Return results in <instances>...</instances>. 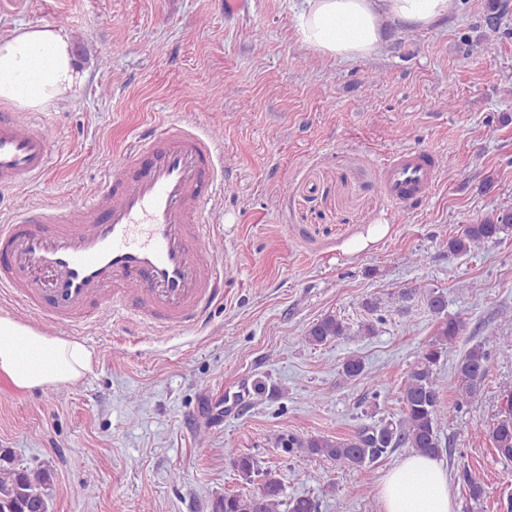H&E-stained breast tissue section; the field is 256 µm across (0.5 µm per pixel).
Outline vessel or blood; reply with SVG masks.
I'll use <instances>...</instances> for the list:
<instances>
[{
	"instance_id": "b4317fda",
	"label": "vessel or blood",
	"mask_w": 512,
	"mask_h": 512,
	"mask_svg": "<svg viewBox=\"0 0 512 512\" xmlns=\"http://www.w3.org/2000/svg\"><path fill=\"white\" fill-rule=\"evenodd\" d=\"M53 159L54 139L41 124L0 112L1 194L42 177ZM435 169L428 150L396 152L384 169L390 197L420 198ZM223 188L222 149L205 131L184 121L152 127L78 210L42 205L0 224V290L61 327L104 310L132 326H197L224 280L203 248L214 232L205 213Z\"/></svg>"
}]
</instances>
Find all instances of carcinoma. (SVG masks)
Segmentation results:
<instances>
[{
    "label": "carcinoma",
    "mask_w": 512,
    "mask_h": 512,
    "mask_svg": "<svg viewBox=\"0 0 512 512\" xmlns=\"http://www.w3.org/2000/svg\"><path fill=\"white\" fill-rule=\"evenodd\" d=\"M512 229V207H502L495 214L476 224H468L461 234L448 239V253L463 256ZM426 299L432 313L439 316L446 309L444 294L424 285L408 288L405 299L415 296ZM467 323L460 318H443L432 342L419 353L418 359L398 388L401 418L381 425L364 426L347 437H310L301 440L293 435L279 438L288 452L302 448L311 456L332 461L349 469L360 470L387 453L398 448H409L414 453L438 456L442 443L438 433V420L447 411L443 390L454 393L456 406L471 402L492 369V358L480 345L470 347L457 361L455 379L446 385L437 368L447 356L448 348L463 336ZM350 328L333 314H326L304 331L301 341L309 345H324L349 335ZM342 374L348 379L369 377L377 383L379 374H370L363 360L355 355L345 359ZM504 408L501 418L489 431L497 456L512 461V390L503 393ZM234 468L247 479L248 488L241 492L226 493L215 499L211 512H316V502L305 495L286 500V488L278 473L260 470L256 462L239 455L232 460ZM459 479L466 487L469 500L478 503L485 495L482 478L465 469ZM54 492V474L47 466L32 468L17 463L0 453V512H50Z\"/></svg>",
    "instance_id": "1"
}]
</instances>
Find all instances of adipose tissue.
<instances>
[{
    "label": "adipose tissue",
    "mask_w": 512,
    "mask_h": 512,
    "mask_svg": "<svg viewBox=\"0 0 512 512\" xmlns=\"http://www.w3.org/2000/svg\"><path fill=\"white\" fill-rule=\"evenodd\" d=\"M453 0H289L298 41L321 57L346 62L378 55L384 35L402 23L426 29L445 21ZM71 38L52 24L0 34V104L20 112L69 102L80 82ZM95 352L74 338L48 336L0 313V378L32 392L83 378ZM382 512H456L443 461L407 455L385 477Z\"/></svg>",
    "instance_id": "adipose-tissue-1"
}]
</instances>
